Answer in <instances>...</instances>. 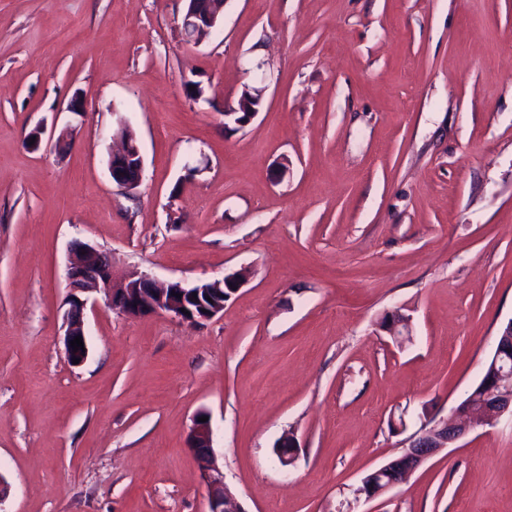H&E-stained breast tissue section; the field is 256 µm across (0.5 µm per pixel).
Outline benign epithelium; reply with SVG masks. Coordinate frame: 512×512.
<instances>
[{
	"mask_svg": "<svg viewBox=\"0 0 512 512\" xmlns=\"http://www.w3.org/2000/svg\"><path fill=\"white\" fill-rule=\"evenodd\" d=\"M224 18V0H185L181 30L185 40L200 43L220 25ZM121 144L109 158L112 183L126 191L134 190L141 182L143 157L139 144L120 138ZM71 289L68 308L63 315L64 346L68 361L85 360L88 349H74L70 341L85 336L88 295L97 294L105 304L128 318H141L166 313L190 323H202L224 311V301L206 304L200 296L211 294L233 282L241 288L248 281V272L229 273L218 282L187 286L179 280L160 281L148 274L123 283L112 279V257L93 245L74 241L66 268ZM197 299H192V296ZM186 312H181V309ZM408 316L395 311L386 315L383 329L401 344L409 333ZM198 420L187 437V447L196 456L208 489L207 512H246L242 504L224 484V474L213 463L212 429L210 422ZM512 424V322L498 336L494 354L478 383L455 407L452 417L439 421L428 420L420 431L408 437L402 452L386 464L374 469L379 478L375 483L358 484L349 488V512L390 488L405 482L408 477L440 450L447 448L468 432L485 426L494 427L502 421Z\"/></svg>",
	"mask_w": 512,
	"mask_h": 512,
	"instance_id": "1",
	"label": "benign epithelium"
}]
</instances>
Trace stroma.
<instances>
[{
    "mask_svg": "<svg viewBox=\"0 0 512 512\" xmlns=\"http://www.w3.org/2000/svg\"><path fill=\"white\" fill-rule=\"evenodd\" d=\"M184 8L0 0V512H206L202 411L246 512H338L512 322V0H224L197 46ZM248 86L257 115L225 126ZM124 123L129 195L108 171ZM75 240L118 282L250 279L195 326L97 303L75 366ZM393 310L401 346L378 326ZM367 508L512 512V426ZM120 138L121 144L109 158V173L112 183L126 191L134 190L141 182L143 174V157L137 142Z\"/></svg>",
    "mask_w": 512,
    "mask_h": 512,
    "instance_id": "stroma-1",
    "label": "stroma"
}]
</instances>
